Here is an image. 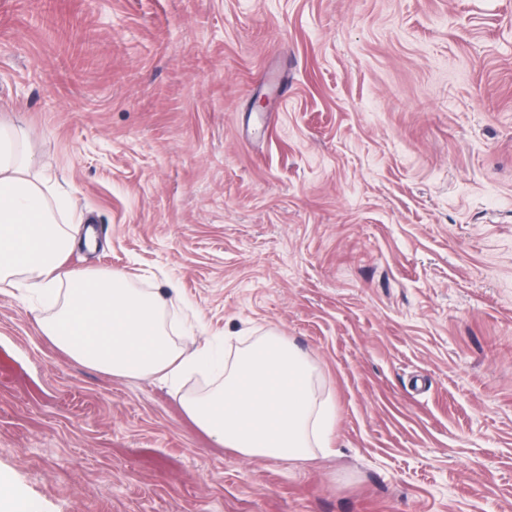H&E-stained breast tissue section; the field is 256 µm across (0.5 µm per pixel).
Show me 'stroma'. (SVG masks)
<instances>
[{
  "label": "stroma",
  "instance_id": "35a3bbf8",
  "mask_svg": "<svg viewBox=\"0 0 512 512\" xmlns=\"http://www.w3.org/2000/svg\"><path fill=\"white\" fill-rule=\"evenodd\" d=\"M216 343L303 350L328 448L212 441L0 293V472L42 512H512V0H0V123Z\"/></svg>",
  "mask_w": 512,
  "mask_h": 512
}]
</instances>
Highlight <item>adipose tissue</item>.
Segmentation results:
<instances>
[{"instance_id":"1","label":"adipose tissue","mask_w":512,"mask_h":512,"mask_svg":"<svg viewBox=\"0 0 512 512\" xmlns=\"http://www.w3.org/2000/svg\"><path fill=\"white\" fill-rule=\"evenodd\" d=\"M21 127L0 125V288H27L49 303L38 329L72 360L121 378L177 379L206 369L211 389L185 395L187 417L216 445L247 456L309 459L332 421L307 355L272 332L245 339L231 357L183 345L167 322L168 300L132 287L114 270L62 269L92 238L66 224L60 193L22 149Z\"/></svg>"}]
</instances>
